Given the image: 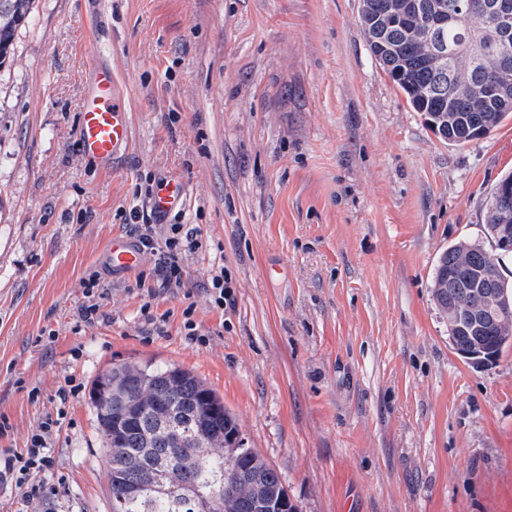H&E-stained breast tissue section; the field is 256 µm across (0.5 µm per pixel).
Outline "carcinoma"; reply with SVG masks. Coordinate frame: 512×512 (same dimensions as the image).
Wrapping results in <instances>:
<instances>
[{
    "label": "carcinoma",
    "instance_id": "cac0c4a2",
    "mask_svg": "<svg viewBox=\"0 0 512 512\" xmlns=\"http://www.w3.org/2000/svg\"><path fill=\"white\" fill-rule=\"evenodd\" d=\"M465 0H361L360 24L379 66L405 95L408 105L427 115L430 130L442 141L461 146L493 132L512 114V53L486 56L483 50L496 44L499 30L480 17L465 11ZM33 0H0L8 16L0 18V66L11 60L17 29L28 19ZM443 10L453 18L447 29L430 31L427 21ZM492 87L494 94L487 93ZM486 227L512 225V175L496 185L485 216ZM501 264L494 263L480 245L466 241L448 246L439 257L432 276L431 295L435 305L445 308L459 304L467 279L474 273L484 276L492 287L504 286L512 301V284L501 275ZM467 303H475L468 297ZM484 350L502 353L506 348L496 326L487 325L480 333ZM451 348L465 361L473 346L468 333L448 332ZM119 386L134 398L145 396L142 405L118 411L102 397L108 386ZM156 396L172 404L180 413L199 414L213 431L230 435L239 431L236 419L204 382L178 367L158 368L149 364L121 363L96 380L91 405L99 433L106 447L112 501L121 512H199L203 498L224 496L225 478L239 457L248 458L245 477L254 489L271 501L288 497L281 474L250 448L230 442L216 448L186 468L176 471L177 488L158 496L148 486V477L160 456L174 461L189 452L160 442L145 447L146 438L157 428L158 420L149 398Z\"/></svg>",
    "mask_w": 512,
    "mask_h": 512
}]
</instances>
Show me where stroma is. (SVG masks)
Instances as JSON below:
<instances>
[{"instance_id": "stroma-1", "label": "stroma", "mask_w": 512, "mask_h": 512, "mask_svg": "<svg viewBox=\"0 0 512 512\" xmlns=\"http://www.w3.org/2000/svg\"><path fill=\"white\" fill-rule=\"evenodd\" d=\"M359 8L35 0L0 68V449L60 416L47 512H112L90 394L122 362L202 379L298 512H497L512 489V349L467 365L430 293L450 243L493 248L482 225L512 172V118L441 142L372 56ZM100 62L132 126L108 167L76 136ZM171 179L185 200L155 236L183 224L203 246L185 290L151 300L154 256L114 279L99 255ZM219 264L235 295L222 310L204 290Z\"/></svg>"}]
</instances>
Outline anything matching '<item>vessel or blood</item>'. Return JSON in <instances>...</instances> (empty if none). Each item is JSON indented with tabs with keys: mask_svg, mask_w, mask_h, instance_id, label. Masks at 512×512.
Returning a JSON list of instances; mask_svg holds the SVG:
<instances>
[{
	"mask_svg": "<svg viewBox=\"0 0 512 512\" xmlns=\"http://www.w3.org/2000/svg\"><path fill=\"white\" fill-rule=\"evenodd\" d=\"M77 134L83 154L102 164L110 163L118 150L128 146L130 122L115 98L111 69L96 70L92 90L80 105ZM184 196V185L173 181L154 197L152 206L164 214L180 205ZM101 261L112 276L123 277L141 265L143 252L132 239L116 235L105 244Z\"/></svg>",
	"mask_w": 512,
	"mask_h": 512,
	"instance_id": "1",
	"label": "vessel or blood"
}]
</instances>
